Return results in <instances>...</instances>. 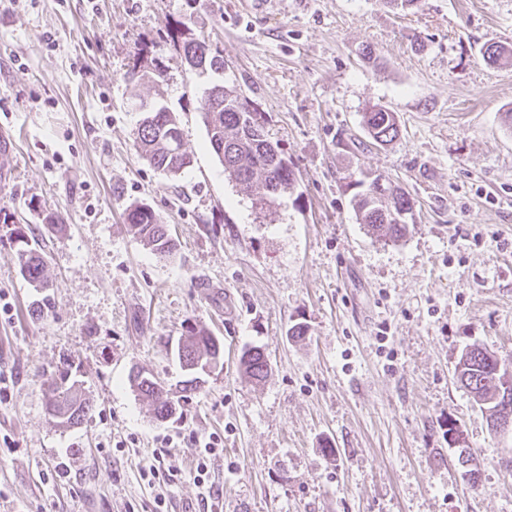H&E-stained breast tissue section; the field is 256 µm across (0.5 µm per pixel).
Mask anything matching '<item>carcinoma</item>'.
<instances>
[{
	"instance_id": "carcinoma-1",
	"label": "carcinoma",
	"mask_w": 512,
	"mask_h": 512,
	"mask_svg": "<svg viewBox=\"0 0 512 512\" xmlns=\"http://www.w3.org/2000/svg\"><path fill=\"white\" fill-rule=\"evenodd\" d=\"M184 59L193 69L215 74L224 72V59L213 43L203 35L189 34L182 43ZM512 49L491 42L483 45L484 61L496 65ZM202 111L207 127L209 145L224 166V172L244 195L252 192L257 182H262L267 195L278 196L294 187L295 177L291 167H283L280 156L283 151L273 147L266 137L256 132L264 131L261 113L238 93L236 87L216 84L206 93ZM363 127L377 144H391L399 137L400 126L395 113L383 106L373 105L362 115ZM180 129L178 116L164 107H151L134 133V144L141 157L154 169L170 178L180 176L190 166V154L184 149L182 136L174 135ZM387 193L377 192V182L355 194V207L362 223L378 238L398 242L410 232L406 214L412 211L410 197L399 187H386ZM127 221L134 232L153 252L171 256L177 248L167 225L160 223L156 214L146 205H134L128 209ZM17 246L21 275L31 283L44 285L45 260L33 245L27 227L15 226L12 232ZM224 350L216 347L209 332L204 328L189 330L188 341L177 346L179 363L197 359L207 364ZM498 356L483 347L467 348L456 366V379L474 397L485 411L491 431L505 410L504 401L512 406V389L502 390L493 376ZM240 366L244 375L255 381L264 380L269 371L267 357L259 347L242 352ZM130 383L141 395L151 401L156 418L173 415L169 395L186 394L198 389L196 378L191 376L176 387L167 389L155 379L145 376L130 377ZM47 391L46 411L58 424L74 426L82 423L92 411L83 398L81 384L73 374V364L65 361L56 367L45 380Z\"/></svg>"
}]
</instances>
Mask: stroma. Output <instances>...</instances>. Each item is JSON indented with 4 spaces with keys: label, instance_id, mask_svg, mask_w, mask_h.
<instances>
[{
    "label": "stroma",
    "instance_id": "stroma-1",
    "mask_svg": "<svg viewBox=\"0 0 512 512\" xmlns=\"http://www.w3.org/2000/svg\"><path fill=\"white\" fill-rule=\"evenodd\" d=\"M189 32L223 74L189 68ZM488 42L512 45V0H0V132L16 142L0 207L32 226L47 280L21 276L0 223V512H512V434L492 436L455 380L465 345L512 360V64L487 65ZM217 82L262 113L293 192L268 203L225 175L201 110ZM141 101L177 114L180 178L138 156ZM370 104L397 116L388 146L363 128ZM378 175L414 202L396 244L354 208ZM135 203L168 224L173 256L130 231ZM192 325L223 363L162 422L128 376L175 386ZM254 345L258 384L239 365ZM66 360L93 406L74 427L45 409L42 372ZM240 366L244 375L255 381L264 380L269 371L267 357L260 347H250L242 352Z\"/></svg>",
    "mask_w": 512,
    "mask_h": 512
}]
</instances>
